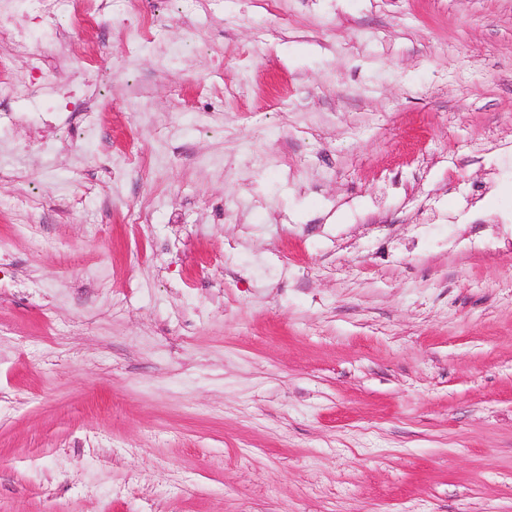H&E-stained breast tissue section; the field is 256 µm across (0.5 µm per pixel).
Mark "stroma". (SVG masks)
<instances>
[{"label": "stroma", "mask_w": 512, "mask_h": 512, "mask_svg": "<svg viewBox=\"0 0 512 512\" xmlns=\"http://www.w3.org/2000/svg\"><path fill=\"white\" fill-rule=\"evenodd\" d=\"M31 28L0 512H512V0Z\"/></svg>", "instance_id": "obj_1"}]
</instances>
